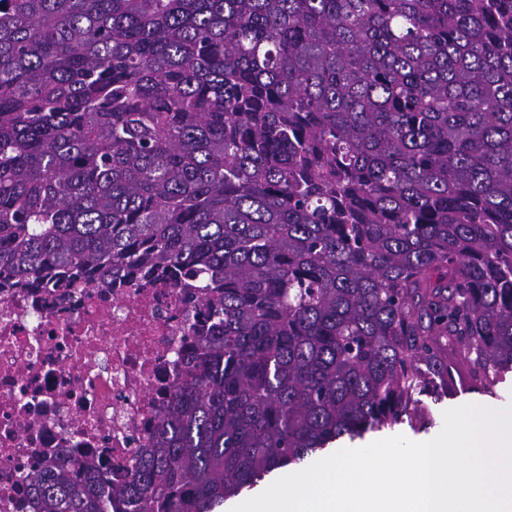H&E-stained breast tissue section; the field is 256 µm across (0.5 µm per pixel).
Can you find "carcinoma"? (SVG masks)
<instances>
[{
    "label": "carcinoma",
    "mask_w": 512,
    "mask_h": 512,
    "mask_svg": "<svg viewBox=\"0 0 512 512\" xmlns=\"http://www.w3.org/2000/svg\"><path fill=\"white\" fill-rule=\"evenodd\" d=\"M0 267L178 275L209 326L125 480L215 512L414 394L512 371V0H0Z\"/></svg>",
    "instance_id": "1"
}]
</instances>
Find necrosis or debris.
<instances>
[{
	"label": "necrosis or debris",
	"mask_w": 512,
	"mask_h": 512,
	"mask_svg": "<svg viewBox=\"0 0 512 512\" xmlns=\"http://www.w3.org/2000/svg\"><path fill=\"white\" fill-rule=\"evenodd\" d=\"M186 281L18 288L0 274V512H34V461L120 482L184 384L200 308Z\"/></svg>",
	"instance_id": "4bbe7bcc"
}]
</instances>
